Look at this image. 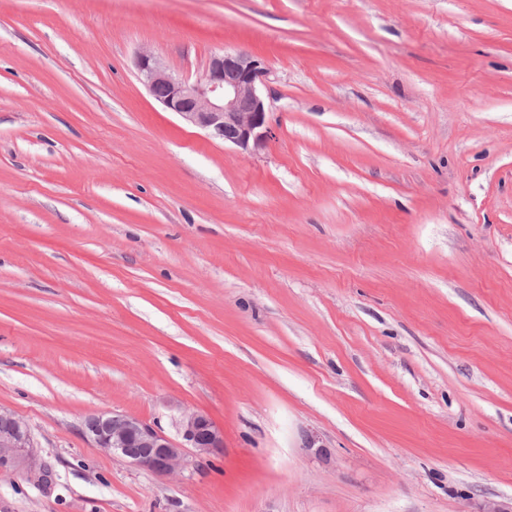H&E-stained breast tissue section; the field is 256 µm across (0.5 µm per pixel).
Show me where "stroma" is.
Masks as SVG:
<instances>
[{
    "instance_id": "stroma-1",
    "label": "stroma",
    "mask_w": 512,
    "mask_h": 512,
    "mask_svg": "<svg viewBox=\"0 0 512 512\" xmlns=\"http://www.w3.org/2000/svg\"><path fill=\"white\" fill-rule=\"evenodd\" d=\"M243 49L242 150L137 77ZM0 512H512V0H0ZM222 450L159 476L93 414ZM0 472L22 473L42 479L48 472L39 458L27 424L8 410L0 409ZM178 429L181 442L138 417L98 414L85 420L83 433L95 447L161 475L174 473L189 453L209 455L224 447L223 432L201 412L183 411Z\"/></svg>"
}]
</instances>
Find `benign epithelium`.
<instances>
[{
	"instance_id": "benign-epithelium-1",
	"label": "benign epithelium",
	"mask_w": 512,
	"mask_h": 512,
	"mask_svg": "<svg viewBox=\"0 0 512 512\" xmlns=\"http://www.w3.org/2000/svg\"><path fill=\"white\" fill-rule=\"evenodd\" d=\"M139 80L165 109L212 137L242 150L264 146L272 137L270 105L261 93L271 70L266 60L244 50L212 56L201 76L189 82L172 74L153 53L136 57ZM178 429L181 441L128 414L89 416L83 433L95 447L161 475L179 469L190 453L202 456L224 447L221 429L206 414L185 410ZM0 472L42 479L41 463L27 424L0 409Z\"/></svg>"
}]
</instances>
